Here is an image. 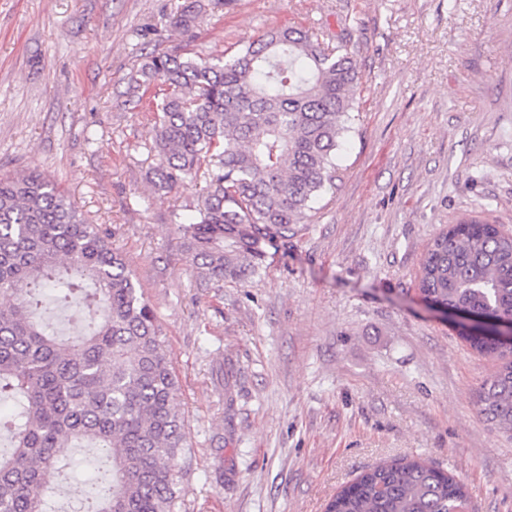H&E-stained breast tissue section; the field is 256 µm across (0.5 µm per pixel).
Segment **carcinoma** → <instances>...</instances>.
I'll list each match as a JSON object with an SVG mask.
<instances>
[{"mask_svg": "<svg viewBox=\"0 0 512 512\" xmlns=\"http://www.w3.org/2000/svg\"><path fill=\"white\" fill-rule=\"evenodd\" d=\"M145 86L159 163L170 191L204 178L199 216L179 225L209 284L260 274V245L288 239L336 188L337 150L353 130L359 77L343 45L280 26L215 62L152 56ZM418 292L480 313L464 340L499 360L475 392L480 414L512 437V233L487 219L450 224L430 243ZM81 322L54 331L53 310ZM179 378L154 310L100 224L37 172L0 177V512H51L57 449L105 459L86 512H177L174 457L190 451ZM325 512H469L464 482L415 458L361 472Z\"/></svg>", "mask_w": 512, "mask_h": 512, "instance_id": "1", "label": "carcinoma"}]
</instances>
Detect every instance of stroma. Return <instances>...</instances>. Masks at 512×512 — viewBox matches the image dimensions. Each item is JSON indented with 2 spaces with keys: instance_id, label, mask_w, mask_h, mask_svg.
I'll list each match as a JSON object with an SVG mask.
<instances>
[{
  "instance_id": "stroma-1",
  "label": "stroma",
  "mask_w": 512,
  "mask_h": 512,
  "mask_svg": "<svg viewBox=\"0 0 512 512\" xmlns=\"http://www.w3.org/2000/svg\"><path fill=\"white\" fill-rule=\"evenodd\" d=\"M343 42L359 118L324 195L260 276L208 286L182 245L204 180L157 191L149 56L212 58L271 28ZM55 182L122 251L161 326L192 446L181 512H324L380 462L512 512V440L474 389L494 362L417 292L466 215L512 231V0H0V175ZM52 489L65 512L97 457Z\"/></svg>"
}]
</instances>
